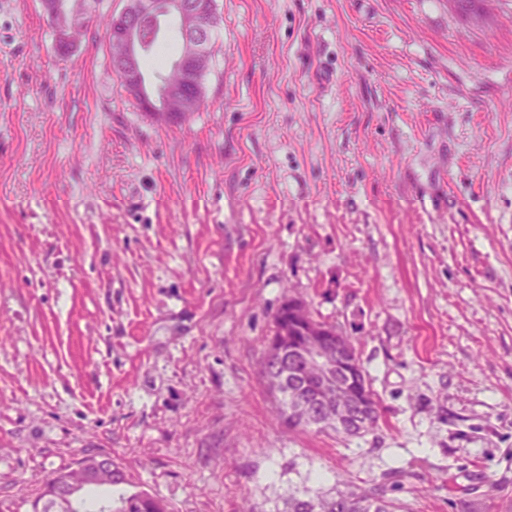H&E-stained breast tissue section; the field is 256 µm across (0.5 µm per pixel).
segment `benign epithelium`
Wrapping results in <instances>:
<instances>
[{
  "label": "benign epithelium",
  "mask_w": 512,
  "mask_h": 512,
  "mask_svg": "<svg viewBox=\"0 0 512 512\" xmlns=\"http://www.w3.org/2000/svg\"><path fill=\"white\" fill-rule=\"evenodd\" d=\"M44 13L55 26L57 39L69 41L71 31L84 24L89 12L88 0H41ZM123 32L116 40L120 52L114 57L116 75L133 91L151 104L157 115L173 118L196 109L198 102L190 97L188 86L197 80L195 57L180 56L175 67L182 72V81L176 84H155L142 69L146 44L141 36V22L153 18L160 23L169 16L178 18L183 38L195 48L205 42L215 17L214 0H126L120 12ZM302 318L305 340L298 350L308 367L315 368L321 383L318 403L306 401L298 404V410L316 408L330 415L336 426L344 430L372 414L374 405L368 393V383L360 369L350 339L335 334L311 317L306 309L298 311ZM279 338H271L267 346L269 361L278 365L284 355L281 338L288 335V328L278 331ZM87 485L96 483L103 470L112 468V457L92 454L77 464ZM82 492L81 487L62 482L44 486L45 498L54 502L59 512H71L74 499Z\"/></svg>",
  "instance_id": "1"
}]
</instances>
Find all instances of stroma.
I'll list each match as a JSON object with an SVG mask.
<instances>
[{"instance_id":"stroma-1","label":"stroma","mask_w":512,"mask_h":512,"mask_svg":"<svg viewBox=\"0 0 512 512\" xmlns=\"http://www.w3.org/2000/svg\"><path fill=\"white\" fill-rule=\"evenodd\" d=\"M205 109L166 120L91 18L0 0V512L110 456L167 512L348 480L512 512V0H217ZM350 336L364 437L280 423L287 299ZM42 10L52 20L55 31L56 52L61 57L70 54L73 47L67 45L71 31L84 24L89 12V1L86 0H40ZM61 40L64 45L57 39Z\"/></svg>"}]
</instances>
